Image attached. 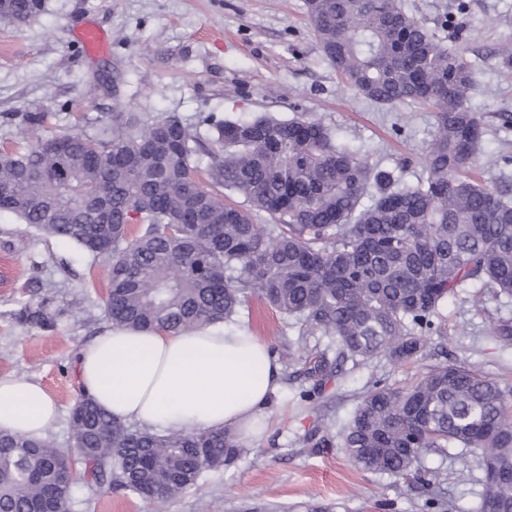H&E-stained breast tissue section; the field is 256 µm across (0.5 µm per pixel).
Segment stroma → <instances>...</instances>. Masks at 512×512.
Wrapping results in <instances>:
<instances>
[{
  "label": "stroma",
  "instance_id": "obj_1",
  "mask_svg": "<svg viewBox=\"0 0 512 512\" xmlns=\"http://www.w3.org/2000/svg\"><path fill=\"white\" fill-rule=\"evenodd\" d=\"M409 15L438 32L448 48H463L474 70L469 104L485 128L476 170L494 184L504 157H512V0H402ZM453 16L457 27H442ZM93 24L110 38L97 56L83 52L73 33ZM47 113L48 131L81 123L99 112L170 113L193 123L215 113L321 121L337 140L390 168L403 182L422 175L424 150L435 114L419 105L390 108L350 88L322 52L304 0H47L39 17L19 26L0 24V151L32 141L23 113ZM110 261L0 213V377L41 384L61 408L49 436L72 444L70 410L81 386L82 347L110 328L104 298ZM48 300L57 328L19 324L14 313L27 301ZM512 318V299L467 289L450 299L442 325L443 354L405 365L378 358L341 374L311 393L301 363L328 351L331 340L301 332L276 311L255 304L245 324L279 360V387L269 406L265 435L231 466L205 472L174 499L145 503L108 487L87 488L76 478L70 512H302L317 499L338 512H433L429 488L418 482L356 469L339 446L340 433L372 382L402 385L439 358L460 359L476 370L512 382V346L492 341L490 328ZM327 438L312 447L309 437ZM422 467L440 481L457 512L478 502L480 471L457 455H430Z\"/></svg>",
  "mask_w": 512,
  "mask_h": 512
}]
</instances>
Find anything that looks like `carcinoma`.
I'll return each instance as SVG.
<instances>
[{
	"label": "carcinoma",
	"mask_w": 512,
	"mask_h": 512,
	"mask_svg": "<svg viewBox=\"0 0 512 512\" xmlns=\"http://www.w3.org/2000/svg\"><path fill=\"white\" fill-rule=\"evenodd\" d=\"M325 57L359 95L435 109L424 173L407 185L301 116L197 123L170 113H101L0 154V213L110 259L105 313L115 326L176 332L235 321L259 302L336 342L308 361L313 389L343 363L425 356L442 309L468 288L512 299V175L470 174L484 128L469 106L471 65L401 0H305ZM45 0H0V24ZM242 198L224 202V194ZM22 325L51 331L46 302ZM492 336L512 344V320ZM86 485L143 501L173 499L248 449L230 432H148L84 393L70 414ZM352 465L394 477L459 450L481 477L476 512H512V385L462 360L407 386L372 382L342 433ZM68 450L0 430V512H35L73 495L56 462Z\"/></svg>",
	"instance_id": "obj_1"
}]
</instances>
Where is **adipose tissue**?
<instances>
[{
    "label": "adipose tissue",
    "instance_id": "obj_1",
    "mask_svg": "<svg viewBox=\"0 0 512 512\" xmlns=\"http://www.w3.org/2000/svg\"><path fill=\"white\" fill-rule=\"evenodd\" d=\"M281 366L248 328L190 333L114 328L81 351L82 390L113 417L153 431L261 437ZM59 416L36 382L0 378V429L38 437Z\"/></svg>",
    "mask_w": 512,
    "mask_h": 512
}]
</instances>
